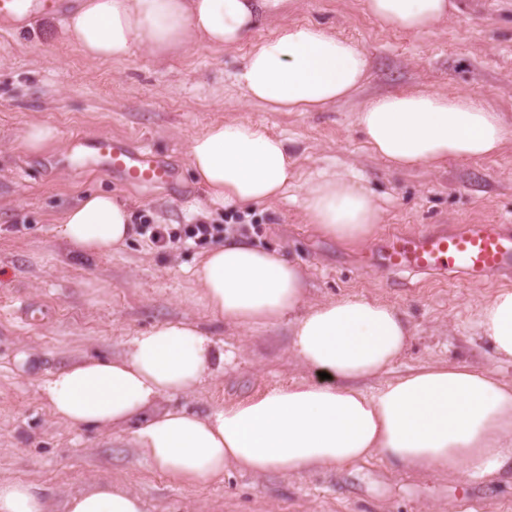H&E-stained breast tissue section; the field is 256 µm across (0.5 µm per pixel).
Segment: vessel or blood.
I'll use <instances>...</instances> for the list:
<instances>
[{
    "label": "vessel or blood",
    "mask_w": 512,
    "mask_h": 512,
    "mask_svg": "<svg viewBox=\"0 0 512 512\" xmlns=\"http://www.w3.org/2000/svg\"><path fill=\"white\" fill-rule=\"evenodd\" d=\"M73 0H0V29L10 31L44 16L63 17ZM73 149L84 167L121 176L126 182L164 185L172 168L147 148L132 147L111 136L75 138ZM374 259L389 270L441 273L456 270L474 278L512 271V226L467 224L456 229L432 227L383 237Z\"/></svg>",
    "instance_id": "b4317fda"
}]
</instances>
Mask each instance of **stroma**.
Masks as SVG:
<instances>
[{
  "mask_svg": "<svg viewBox=\"0 0 512 512\" xmlns=\"http://www.w3.org/2000/svg\"><path fill=\"white\" fill-rule=\"evenodd\" d=\"M458 14L432 31L380 29L362 0H288L289 20L317 22L354 39L371 59L369 75L348 99L319 112H270L251 102L235 75L247 46L198 43L155 61L137 53L121 63H89L62 37L64 22L40 18L0 34V479L34 481L53 504L98 478L138 491L151 512H458L476 500L482 512H512V471L488 482L459 475H411L372 457L348 468L256 478L235 471L184 487L141 458L125 435L57 421L38 382L88 353L119 354L129 336L167 320H191L234 353L219 377L182 403L206 412L308 377L289 352L290 322L260 329L217 323L192 271L221 239L160 248L138 235L95 257L67 247L61 214L85 194L126 201L133 216L177 226L223 223L238 206L209 203L188 167L191 138L209 125L264 122L287 138L295 177L274 201L249 206L247 237L303 271L308 297L352 293L396 304L412 329L390 377L439 360L494 370L512 382V363L497 361L473 328L477 306L512 278L464 280L415 271L383 272L364 258L385 235L424 226L512 225V142L495 156L438 167L390 168L367 145L356 114L369 99L410 90L465 93L491 103L512 123V0H456ZM57 128L60 141L27 152L24 130ZM112 135L169 162L172 183L138 186L77 166L74 136ZM368 188L383 209L369 235L350 242L322 234L303 215L304 189L319 172ZM33 352L37 371L21 369Z\"/></svg>",
  "mask_w": 512,
  "mask_h": 512,
  "instance_id": "stroma-1",
  "label": "stroma"
}]
</instances>
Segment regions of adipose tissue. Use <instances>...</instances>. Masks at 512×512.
Here are the masks:
<instances>
[{
    "label": "adipose tissue",
    "instance_id": "1",
    "mask_svg": "<svg viewBox=\"0 0 512 512\" xmlns=\"http://www.w3.org/2000/svg\"><path fill=\"white\" fill-rule=\"evenodd\" d=\"M286 0H82L62 36L92 62H123L135 50L163 60L197 41L249 44L236 74L253 101L277 112H317L351 96L370 58L355 41L319 23L281 22L252 34ZM383 29L422 33L455 10L452 0H364ZM357 124L390 167L438 166L483 158L512 140V125L474 97L434 91L379 96ZM188 164L210 203L249 206L280 197L292 178L287 139L260 123H216L191 139ZM305 220L324 234L364 238L383 212L361 183L324 174L305 186ZM69 247L104 254L136 229L112 194L86 195L60 220ZM192 276L224 324L270 327L290 320L291 351L317 379H304L199 413L163 401L195 393L221 375L229 355L197 323L160 322L129 337L120 355L83 357L44 378L53 415L71 428L118 429L152 466L199 485L237 469L348 467L377 457L404 472L445 471L473 480L512 467V385L490 369L439 362L405 372L373 391L360 379L386 374L404 355L411 330L389 303L342 296L308 303L302 272L275 251L242 238L212 249ZM474 328L497 360L512 363V289L479 306ZM0 512H52L38 483L0 480ZM64 512H150L146 500L104 480L70 495Z\"/></svg>",
    "mask_w": 512,
    "mask_h": 512
}]
</instances>
